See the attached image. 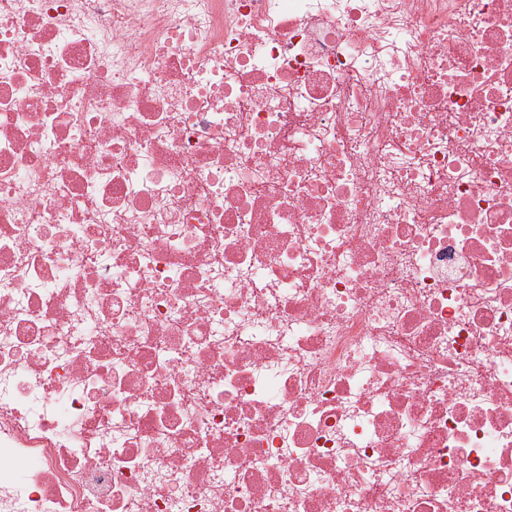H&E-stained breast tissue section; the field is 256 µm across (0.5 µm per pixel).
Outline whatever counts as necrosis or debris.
<instances>
[{"label": "necrosis or debris", "instance_id": "4bbe7bcc", "mask_svg": "<svg viewBox=\"0 0 512 512\" xmlns=\"http://www.w3.org/2000/svg\"><path fill=\"white\" fill-rule=\"evenodd\" d=\"M0 512H512V0H0Z\"/></svg>", "mask_w": 512, "mask_h": 512}]
</instances>
